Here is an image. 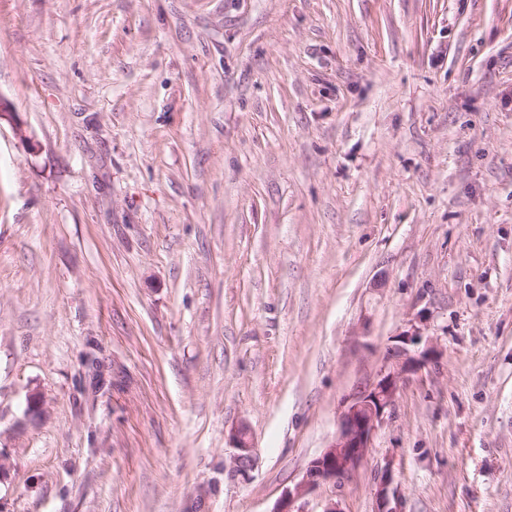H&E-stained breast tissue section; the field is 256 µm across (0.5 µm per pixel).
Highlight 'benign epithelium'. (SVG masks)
I'll list each match as a JSON object with an SVG mask.
<instances>
[{
  "label": "benign epithelium",
  "mask_w": 512,
  "mask_h": 512,
  "mask_svg": "<svg viewBox=\"0 0 512 512\" xmlns=\"http://www.w3.org/2000/svg\"><path fill=\"white\" fill-rule=\"evenodd\" d=\"M399 344L390 348L385 364L372 381L352 395L341 417L340 429L332 443L320 456L309 464L302 481L285 492L273 512H293L291 505L296 498L315 489L324 482L340 483L350 477L362 464L373 435L391 409L399 383L403 376L419 369L428 360L430 350L420 355L411 354L408 345L421 341L419 329L404 332L398 338ZM45 410L39 393L27 397L25 421L37 422ZM238 450L235 459L237 470L247 471L252 462L251 445L246 429L238 430Z\"/></svg>",
  "instance_id": "7a95c632"
}]
</instances>
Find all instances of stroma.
<instances>
[{"label":"stroma","instance_id":"obj_1","mask_svg":"<svg viewBox=\"0 0 512 512\" xmlns=\"http://www.w3.org/2000/svg\"><path fill=\"white\" fill-rule=\"evenodd\" d=\"M0 98V512H273L415 327L295 512H512V0H0ZM398 341L401 345L390 347L385 364L373 380L348 401L332 443L311 461L302 481L285 492L273 512H295L291 505L296 498L324 482L341 483L362 464L377 427L393 406L401 379L423 366L431 352L426 349L415 356L407 347L421 341L418 328L404 332Z\"/></svg>","mask_w":512,"mask_h":512}]
</instances>
